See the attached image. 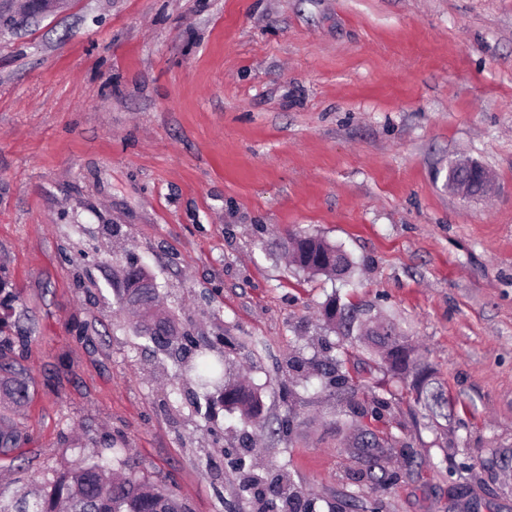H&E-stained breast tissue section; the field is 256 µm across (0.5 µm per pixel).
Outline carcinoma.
I'll use <instances>...</instances> for the list:
<instances>
[{
    "mask_svg": "<svg viewBox=\"0 0 512 512\" xmlns=\"http://www.w3.org/2000/svg\"><path fill=\"white\" fill-rule=\"evenodd\" d=\"M329 256V261L319 264V255ZM294 261L308 273H335L347 275L353 262L340 248L325 240L300 233L294 237ZM147 280L145 272L130 265L126 270L123 292L117 295V303L127 299L143 309L154 307L155 288H143L141 283ZM364 309L354 303L337 306L336 299H331L324 307L322 317L341 338L355 337L371 347L381 360V364L392 377L405 381L413 376V386L418 388L417 402L424 409L435 412H452L454 402L448 395L429 386L419 388L422 378L429 372L418 367V360L413 349L404 337L389 324H366L362 321ZM164 320L156 322L153 318L142 315L132 327L133 333L146 338L161 350H173L178 344L180 333L167 312H161ZM344 347L336 343V354L324 356L322 371L328 379V385L336 390V396L342 398L343 406L339 425L356 420L379 423L391 407V401L376 394L359 401L352 394V377L345 369L342 359ZM177 361L175 375L179 379L189 378L204 389L213 387L223 391L224 404L240 413V421L246 427L264 428L259 420L261 399L252 389L235 386L226 380L225 361L214 362L204 358L194 365L183 364L179 353H174ZM0 393L11 397L17 404L29 400L28 376L10 357L8 346L0 347ZM24 441V433L18 426L0 423V455L8 456L17 450ZM356 447L366 449L372 455L384 447L382 431L368 429L356 440ZM123 461L114 456L112 442H105L94 458L86 463L64 471L52 478L45 479L33 494L6 500L0 496V512H182V506L172 491L155 487L146 480L131 475L123 479L114 476L116 466ZM270 497L281 503L284 512H298L304 498L302 487L291 480L287 469L272 479Z\"/></svg>",
    "mask_w": 512,
    "mask_h": 512,
    "instance_id": "carcinoma-1",
    "label": "carcinoma"
}]
</instances>
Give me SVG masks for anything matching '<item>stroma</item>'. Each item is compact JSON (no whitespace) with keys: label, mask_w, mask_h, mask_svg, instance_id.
<instances>
[{"label":"stroma","mask_w":512,"mask_h":512,"mask_svg":"<svg viewBox=\"0 0 512 512\" xmlns=\"http://www.w3.org/2000/svg\"><path fill=\"white\" fill-rule=\"evenodd\" d=\"M459 160L487 195L449 189ZM301 231L351 277L292 265ZM131 257L266 429L133 334ZM336 296L395 323L454 397L428 419L346 343L357 399L391 397L408 452L369 462L324 380L288 370L336 341ZM0 339L30 379L27 404L0 400L26 433L0 491L109 439L185 512H257L239 457L288 466L314 512H512V0H66L0 26ZM457 169H463L467 173L468 180L466 183L457 181L453 178L458 176L457 169L450 166L448 168V180H451V185L457 190L467 195H473L470 189H475V183L472 180L475 179L477 182L478 192L475 193L477 196L483 195L488 192L491 187V179L488 172L481 166L474 163H457L455 164ZM471 175V177H470Z\"/></svg>","instance_id":"stroma-1"}]
</instances>
